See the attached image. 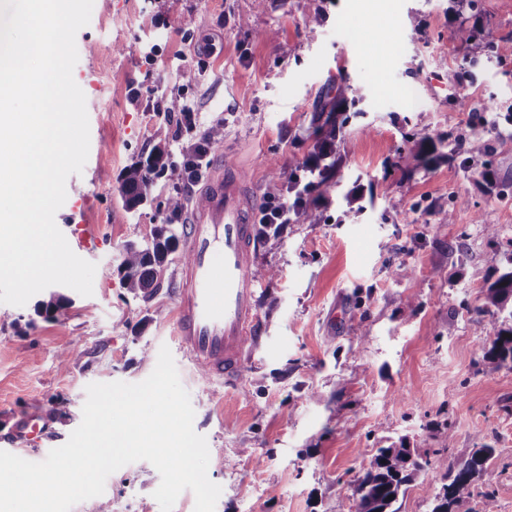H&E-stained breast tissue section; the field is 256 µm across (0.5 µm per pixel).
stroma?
<instances>
[{"mask_svg":"<svg viewBox=\"0 0 512 512\" xmlns=\"http://www.w3.org/2000/svg\"><path fill=\"white\" fill-rule=\"evenodd\" d=\"M316 14L323 22L310 38L305 23ZM461 18L455 0H94L73 70L89 155L55 215L68 239L77 226L96 228L95 245L76 251L96 266L93 294L63 288L68 303L52 319L35 297L0 303V450L43 461L80 424L88 384L141 382L165 346L207 439L208 476L222 488L215 512H341L374 450L402 439L431 467L397 512H431L446 464L479 443L496 454L472 490V512H484L488 491L495 512H512V368L488 367L489 326L469 311L512 263V193L500 194L512 184V0H480L476 18L499 40L494 57L477 54L468 66L449 39ZM408 87L418 109L406 103ZM173 96L201 127L222 125L224 156L246 169L260 207L285 191L270 162L295 169L311 160L317 115L356 112L337 142L329 193L306 197L322 222L257 241V264L278 275L259 286L261 340L232 386L202 376L177 348L181 254L147 302L127 294L116 271L124 245L150 242L162 220L155 202L172 189L158 179L147 204L125 211L123 169L160 143L180 158L192 139L179 114L157 110ZM474 100L495 109L472 112ZM422 128L444 143L415 156L403 136ZM476 133L490 148L488 183L452 150V139ZM350 191L361 209L347 206ZM157 308L163 318L148 320ZM30 417L46 440L8 444ZM159 483L137 461L72 512L106 502L112 512H161Z\"/></svg>","mask_w":512,"mask_h":512,"instance_id":"obj_1","label":"stroma"}]
</instances>
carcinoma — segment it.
<instances>
[{
    "mask_svg": "<svg viewBox=\"0 0 512 512\" xmlns=\"http://www.w3.org/2000/svg\"><path fill=\"white\" fill-rule=\"evenodd\" d=\"M450 40L460 49L490 57L495 53L498 36L489 24L470 25L462 21L451 30ZM337 116L338 119H327L315 127L317 174L304 186L307 193L314 189L327 193L331 188L327 171L337 162V132L349 121L345 112H339ZM404 144L409 153L418 156L425 146L433 144V138L418 132L408 133L404 135ZM163 177L175 184L179 181L180 171L169 152L157 146L146 158L135 161L122 173L119 192L125 208L135 210L143 205L147 200L148 181ZM182 210V196L176 192L169 194L162 202L164 219L156 225L152 241L124 246L119 265L120 282L134 298L147 302L162 287L168 256L180 243L169 218ZM473 313L490 324L489 336L483 340L484 360L512 365V266L488 284L481 303L473 307ZM494 455L493 446L480 443L458 468H447L443 475L447 483L434 495L432 512H470L471 487L483 478L486 463ZM428 466L429 461L416 455L403 440L377 449L369 466L357 479L363 493L356 497L355 506L348 507V512H396L392 506L399 495L405 494L418 474Z\"/></svg>",
    "mask_w": 512,
    "mask_h": 512,
    "instance_id": "cac0c4a2",
    "label": "carcinoma"
}]
</instances>
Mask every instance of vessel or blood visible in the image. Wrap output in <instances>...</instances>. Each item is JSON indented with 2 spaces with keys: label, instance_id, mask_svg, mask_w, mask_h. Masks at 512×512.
<instances>
[{
  "label": "vessel or blood",
  "instance_id": "obj_1",
  "mask_svg": "<svg viewBox=\"0 0 512 512\" xmlns=\"http://www.w3.org/2000/svg\"><path fill=\"white\" fill-rule=\"evenodd\" d=\"M188 206L190 258L179 271L176 341L208 377L231 383L259 341L253 196L244 175L219 160Z\"/></svg>",
  "mask_w": 512,
  "mask_h": 512
}]
</instances>
